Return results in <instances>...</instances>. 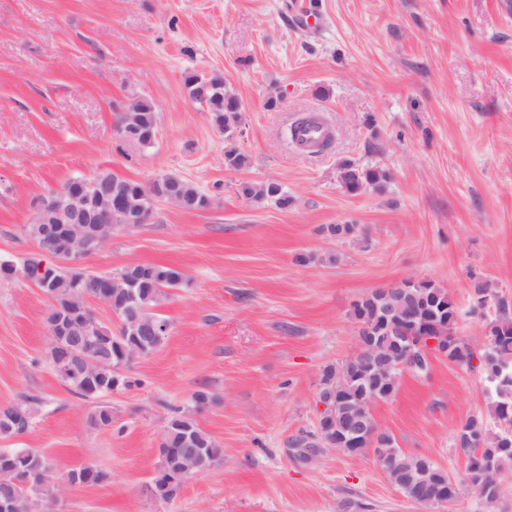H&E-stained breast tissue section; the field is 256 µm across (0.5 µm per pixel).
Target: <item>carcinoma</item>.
I'll return each instance as SVG.
<instances>
[{
  "instance_id": "cac0c4a2",
  "label": "carcinoma",
  "mask_w": 512,
  "mask_h": 512,
  "mask_svg": "<svg viewBox=\"0 0 512 512\" xmlns=\"http://www.w3.org/2000/svg\"><path fill=\"white\" fill-rule=\"evenodd\" d=\"M184 86L189 97L203 104L211 114L216 127L224 131L228 141L234 140L232 127L240 120L241 105L238 98L224 87V81L217 76L199 77L189 72L184 78ZM136 123L138 144L149 148L154 144L159 115L155 104L148 99L133 103L132 112L122 113L118 123ZM337 179L349 193L357 194L365 190H379L388 175L379 167H361L351 160H342L337 165ZM122 191L123 206L112 208L115 224H122L126 214L151 211L155 198L143 192L145 184L126 177ZM157 192L175 197L177 206L188 211H204L213 205V196L202 191L193 182L175 174H167L151 182ZM238 195L250 203L272 202L286 209L291 203L288 192L279 184L267 181H244L239 184ZM55 214L46 213L42 221L36 220L25 225L24 231L33 242L42 241L45 225L53 223ZM131 271L140 276L137 288L141 293L138 308L129 309L121 302L126 282L124 272ZM112 282L109 301L106 305L116 316L121 326L117 330L106 323H100L103 334L94 341L82 345V355L87 376L99 380L92 388L86 376L65 375L55 370L56 376L67 389L85 399L96 401L89 416L92 428L101 431L112 430V405L104 397L120 386L129 387L131 382L116 374L104 365L123 361L129 367L134 362L145 359L157 352L167 341L168 335L132 336L125 332L124 324L136 318L145 329L153 326L170 327V321L160 313V308L170 296V289L185 283V274L175 268L157 264H134L108 274ZM100 275L85 274L81 283L75 276L50 271L47 287L50 288L46 320H51L59 311L70 305L72 291L79 287L86 297L100 298ZM496 299L492 287L479 282L474 287L473 307L482 308ZM423 309L424 320L431 326H438L447 332L449 362L465 367L479 374L491 395L487 412L472 414L456 429V438L464 437L467 442L458 447L466 459L463 477L457 481L436 462L426 456L408 455L397 448L393 437L376 428L373 445L382 449L392 462L389 477L391 483L407 498L415 501L428 490L440 484L446 485L448 496L458 493V486L466 484L475 489L482 500L492 505L499 498L504 480L512 473V445L503 448L501 437L505 423L512 424V315L508 306L497 302V317L488 324L489 342L480 354H475L454 333L459 319V309L451 300L446 289L431 280L411 281L389 294L374 292L368 294L352 307L353 319L359 323L357 341L368 343V348L378 358L388 356V351L398 348L397 322L399 315L410 309ZM478 364H473V361ZM382 383L371 370L356 369V360L348 358L322 370L321 392L332 397L336 405L333 424L344 428L349 424V404L367 396L380 394ZM35 399H26L13 405L0 407V437L11 438L19 435L14 428L13 417L23 411L34 416ZM168 439L171 447L180 452L205 451L211 463L223 456L220 445L196 423L189 411H174L167 418ZM336 435V431L302 430L288 441L290 448H304L315 453L318 446ZM57 464L43 453L30 448H0V499H12L13 512H44L48 508L43 494L36 488H24L13 482L29 473H48L53 481L70 482V472L56 475Z\"/></svg>"
}]
</instances>
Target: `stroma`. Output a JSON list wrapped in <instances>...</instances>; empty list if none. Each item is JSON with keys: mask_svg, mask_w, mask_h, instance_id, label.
Masks as SVG:
<instances>
[{"mask_svg": "<svg viewBox=\"0 0 512 512\" xmlns=\"http://www.w3.org/2000/svg\"><path fill=\"white\" fill-rule=\"evenodd\" d=\"M188 72L221 76L238 97L245 168L225 167ZM138 99L159 112L149 148L116 137L117 113ZM311 112L334 132L319 156L283 136ZM344 159L386 170L384 190L348 193ZM105 169L144 184L177 174L215 201L158 203L86 262L187 277L161 308L167 342L123 369L132 385L109 397L114 431L93 429V401L50 368L47 298L0 279V406L37 400L30 430L0 448L111 474L65 491L55 512H432L372 455L331 450L302 466L288 440L314 428L320 374L354 352L352 306L371 292L435 281L476 352L496 310L471 313L475 284L512 308V0H0V258L34 252L35 198ZM244 180L279 183L293 203L249 204ZM345 223L354 236H326ZM201 389L211 402L198 409ZM489 402L476 372L435 354L373 414L405 453L456 479V427ZM174 409L193 411L224 456L156 502L143 489Z\"/></svg>", "mask_w": 512, "mask_h": 512, "instance_id": "obj_1", "label": "stroma"}]
</instances>
